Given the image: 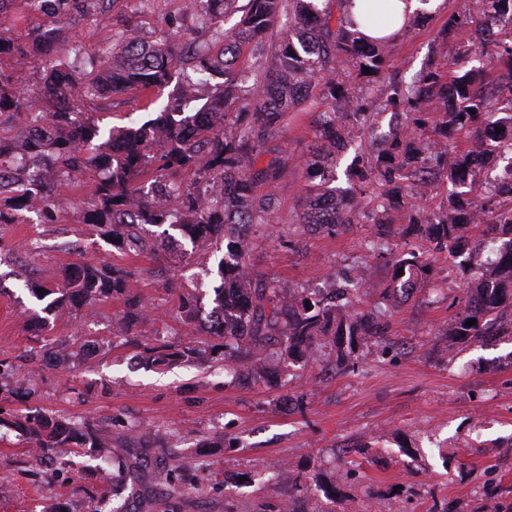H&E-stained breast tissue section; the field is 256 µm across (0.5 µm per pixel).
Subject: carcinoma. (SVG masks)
<instances>
[{
  "label": "carcinoma",
  "instance_id": "cac0c4a2",
  "mask_svg": "<svg viewBox=\"0 0 512 512\" xmlns=\"http://www.w3.org/2000/svg\"><path fill=\"white\" fill-rule=\"evenodd\" d=\"M37 2L45 20L31 28L23 45L0 36V56L15 53L45 58L40 95L52 103L51 112L31 114L33 121H47L55 134L45 143L29 142L17 148L0 135V223L11 224L19 211L34 212L41 222L56 220L65 205L58 198L54 178L72 177L91 170L99 175L93 208L87 223L118 250L137 253L145 247V227L168 225L191 241L226 240L218 264L220 284L213 288L210 312L223 318L211 335L212 346L224 358L249 367L261 377V356L271 343L279 346L283 362L304 361L317 348L325 351L338 371H346L359 358L386 354L393 345L387 324L375 313L357 307L355 285L362 280L369 258L392 253V275L383 299L390 301L421 291L432 280L431 257L448 253L468 261V288L463 309L445 333L450 352L472 343H486L512 335V165L508 177L497 184L482 180L473 166L480 155L485 162L512 156V138L493 140V126L512 128V0H478L448 16V30L471 26L475 40L455 51L453 74L432 67L396 85L386 96L374 93V80L394 65L390 37L363 41L351 28L344 12L346 0H247L238 28L224 32V16L239 0H188V13L214 36V46L191 47L185 56L191 71L175 77L172 46L137 38L131 24L122 36L106 37L111 60L102 63L103 51L66 45L64 25L106 0H0V14L16 5L24 10ZM394 21L388 0L366 3L364 22L385 28ZM278 28L280 39L267 49L256 45L257 71L238 69L242 50L260 34ZM502 62L508 73L484 91L469 68L473 56ZM369 68L366 74L363 68ZM177 81L175 104H167L138 127L102 131L98 122L78 109L75 98L106 100L131 88L158 90ZM357 86H352V82ZM208 86L202 108L188 114L182 102ZM332 110L336 122L324 124L321 147L301 161L309 174L303 210L297 223L317 225L329 234L367 221L376 227V238L351 271L332 280L330 287L308 290L284 288L257 273L248 257L254 242L247 229L264 224L268 237L292 247L290 228L276 222L277 203L269 194L253 190L254 178L276 180L286 168L280 159L255 171L261 147L281 128L310 90ZM25 78L0 69V113L26 103ZM390 112L401 121L378 138L375 150L354 155L346 168L350 187L337 193L339 147L347 146L375 127L376 118ZM464 133L471 145L455 150L449 136ZM174 167H196L204 182L184 187L169 181ZM445 187L440 204L408 214L407 226L391 229L389 211L413 197H430L436 186ZM330 196L338 201L332 214L320 212L317 201ZM481 216L485 222L470 221ZM401 243L398 253L392 240ZM129 272L105 261L80 266L55 282L36 281L29 290L49 315L80 311L94 301L115 295L125 297L116 319L119 335H128L144 318V299L127 296ZM179 312L191 322L198 316V299L179 296ZM476 324L466 325L470 319ZM87 340L51 342L31 361L52 357L56 365H69L76 347L84 351ZM25 436L40 456L71 465L74 448H103L105 432L89 422L53 418L39 408L0 412V429ZM112 483L130 477L112 460L87 453ZM167 491L196 489L194 474L182 464L160 473ZM288 512L294 496L308 490L307 477L288 473ZM146 488L132 485L127 496H112L111 512H137V500Z\"/></svg>",
  "mask_w": 512,
  "mask_h": 512
}]
</instances>
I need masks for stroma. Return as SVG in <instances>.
<instances>
[{
	"mask_svg": "<svg viewBox=\"0 0 512 512\" xmlns=\"http://www.w3.org/2000/svg\"><path fill=\"white\" fill-rule=\"evenodd\" d=\"M461 0H444L422 26H409L394 43V67L387 81L410 80L438 63H452L455 48L473 40L471 29L452 36L442 29ZM133 24L148 41L179 31L182 43H207L182 0H113L109 11L66 26L67 44L93 48L112 33ZM5 71L21 72L27 82L29 109H42L41 67L37 58H0ZM173 88L157 93L131 90L109 100H84L82 111L103 127H133L172 100ZM0 114V135L16 144L27 140L28 111ZM327 107L310 94L264 144L271 156L287 160L282 176L257 185L279 206L281 223L290 225L295 248L268 239L254 226L253 267L281 284L313 288L351 267L373 236L370 224H356L331 235L295 224L306 173L295 160L317 140ZM98 182L88 171L57 182L59 194L71 198L56 222L38 223L24 214L16 223L0 224V360L17 364L11 384L18 394L0 403L15 411L36 406L47 415L102 421L112 433L106 454L154 487L164 463L158 448H172L178 462L191 467L199 492L156 501L146 495L138 512H281L288 497L282 467L318 475L337 491L353 512L376 504L379 512H430L434 500H447L453 512H475L497 504L512 512V336L488 345H472L453 359L431 351L464 296L465 278L456 259L434 260L437 293L388 307L392 338L402 348L360 360L354 369L307 363L282 372L268 364L264 377H232L213 354L214 337L200 335L178 314V296H197L210 308L214 277L224 245L182 240L180 252L162 248L163 229L145 230V251L122 253L107 244L85 221ZM36 253L24 249L27 241ZM107 260L128 270L129 293L147 302L145 319L134 335L117 337L112 325L124 307L117 297L100 303L93 316L76 318L63 311L41 335L29 324L42 305L28 292L32 280L53 281L74 265ZM83 336L97 340L98 352L77 356L68 370L37 368L26 359L47 342ZM173 351L192 346L191 361L156 367L147 350ZM366 446L367 461L355 462L352 447ZM112 488L88 457L60 471L29 454L17 433L0 440V512H46L65 501L71 512H98Z\"/></svg>",
	"mask_w": 512,
	"mask_h": 512,
	"instance_id": "obj_1",
	"label": "stroma"
}]
</instances>
